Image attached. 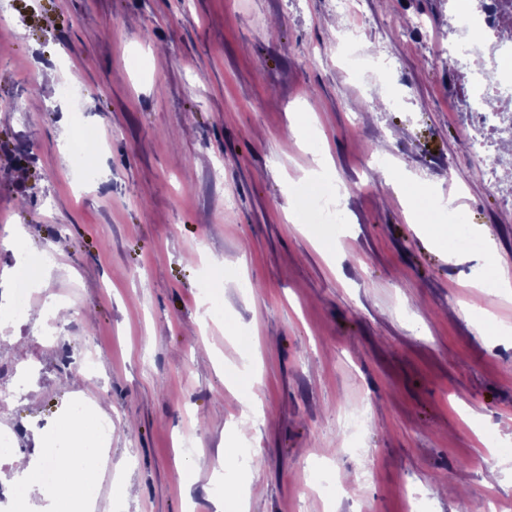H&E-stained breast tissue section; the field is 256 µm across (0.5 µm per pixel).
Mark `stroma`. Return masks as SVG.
Masks as SVG:
<instances>
[{"mask_svg": "<svg viewBox=\"0 0 512 512\" xmlns=\"http://www.w3.org/2000/svg\"><path fill=\"white\" fill-rule=\"evenodd\" d=\"M0 11V306L23 257L45 253L30 304L69 314L51 347L27 318L0 322V425L34 466L90 393L112 417L95 512H236L242 485L248 512H512V176H483L508 137L469 109L448 0ZM333 18L360 60L392 61L386 78L342 63ZM83 140L87 185L59 164ZM316 150L333 162L324 184L344 189L332 254L285 216ZM397 170L453 198L455 215L433 218L472 246L439 248L408 222ZM248 358L263 415L240 444L245 390L230 376ZM22 368L28 391L10 398ZM359 405L351 437L338 412ZM192 455L209 466L189 479ZM323 471L351 476L335 499L313 492ZM115 480L136 495L113 496Z\"/></svg>", "mask_w": 512, "mask_h": 512, "instance_id": "35a3bbf8", "label": "stroma"}]
</instances>
